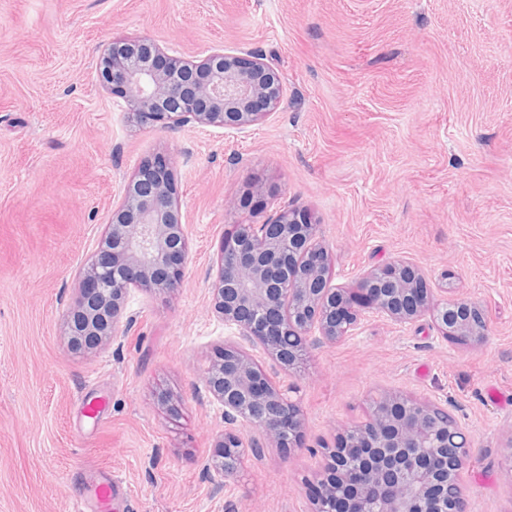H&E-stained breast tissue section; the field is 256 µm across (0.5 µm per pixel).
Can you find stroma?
Wrapping results in <instances>:
<instances>
[{
  "label": "stroma",
  "mask_w": 512,
  "mask_h": 512,
  "mask_svg": "<svg viewBox=\"0 0 512 512\" xmlns=\"http://www.w3.org/2000/svg\"><path fill=\"white\" fill-rule=\"evenodd\" d=\"M142 36L189 63L262 52L284 101L244 137L142 126L95 73L106 45ZM158 153L174 161L183 285L130 289L128 325L74 349L76 275ZM248 193L269 215L310 212L332 284L402 258L434 299L449 286L482 304L488 336L461 346L427 316L372 317L294 369L251 348L294 387L305 449L245 455L228 476L206 372L238 331L211 285L245 219L226 201ZM387 390L457 419L468 512H512V0H0V512H74L109 476L128 512H310L323 446Z\"/></svg>",
  "instance_id": "1"
}]
</instances>
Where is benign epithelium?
<instances>
[{
  "label": "benign epithelium",
  "instance_id": "benign-epithelium-1",
  "mask_svg": "<svg viewBox=\"0 0 512 512\" xmlns=\"http://www.w3.org/2000/svg\"><path fill=\"white\" fill-rule=\"evenodd\" d=\"M102 87L118 93L137 122L159 129L189 124L249 132L264 111L284 97L279 73L259 51L245 56L217 51L197 64L167 57L148 37L114 42L97 65ZM255 213L260 200L229 201ZM187 234L178 206L173 165L156 155L140 165L113 211L112 224L91 263L81 272L67 317L71 345L94 346L115 335L131 288L173 291L183 282ZM329 256L316 240L308 213L287 206L261 222L234 225L224 236L212 283L213 311L238 330L207 369V386L224 404V434L217 441L225 474L246 452L261 456L272 444L290 453L304 449V423L291 390L272 386L245 346H261L284 367L303 359L309 345L337 342L369 313L397 323L430 314L440 335L462 345L481 344L488 331L485 309L462 297L434 302L412 263L393 260L371 268L354 289L328 277ZM442 421L424 430L434 414ZM257 435L245 440L238 424ZM448 412L429 401L396 392L380 395L368 420L337 431L328 456L349 459L370 448L364 465L370 484L389 482L393 493L376 498L351 482V467L329 461L327 473L307 482L312 512H467L463 493L448 498L447 455L462 469L472 455Z\"/></svg>",
  "mask_w": 512,
  "mask_h": 512
}]
</instances>
